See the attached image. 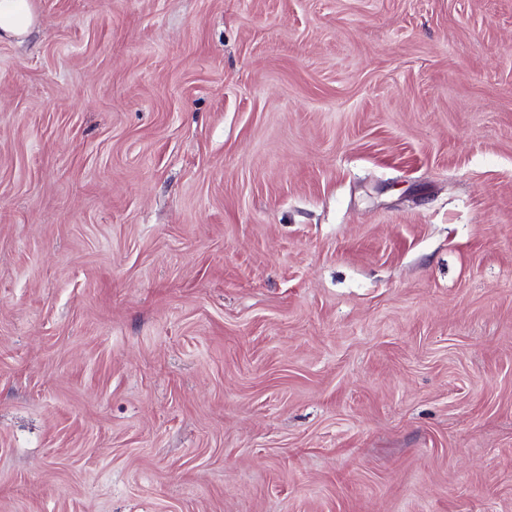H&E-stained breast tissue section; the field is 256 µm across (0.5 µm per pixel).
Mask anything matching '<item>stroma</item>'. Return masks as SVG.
I'll return each instance as SVG.
<instances>
[{
    "instance_id": "1",
    "label": "stroma",
    "mask_w": 512,
    "mask_h": 512,
    "mask_svg": "<svg viewBox=\"0 0 512 512\" xmlns=\"http://www.w3.org/2000/svg\"><path fill=\"white\" fill-rule=\"evenodd\" d=\"M32 5L0 512H512V0Z\"/></svg>"
}]
</instances>
